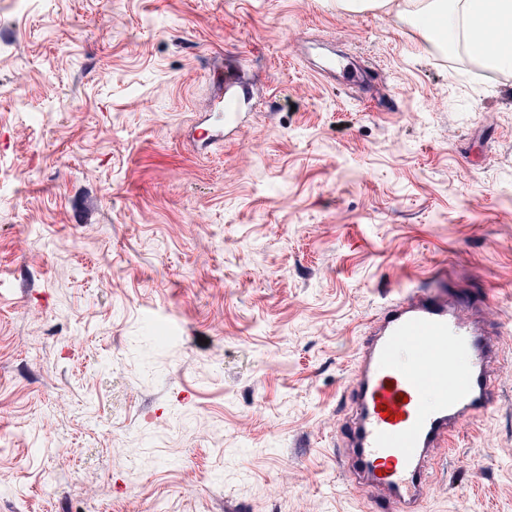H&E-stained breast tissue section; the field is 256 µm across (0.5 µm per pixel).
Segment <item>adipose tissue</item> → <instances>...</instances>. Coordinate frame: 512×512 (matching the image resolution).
<instances>
[{
    "mask_svg": "<svg viewBox=\"0 0 512 512\" xmlns=\"http://www.w3.org/2000/svg\"><path fill=\"white\" fill-rule=\"evenodd\" d=\"M338 11L397 8L422 28L426 40L461 44L466 54L492 70L512 71V54H503L486 41L492 31L499 41L512 43V0H333Z\"/></svg>",
    "mask_w": 512,
    "mask_h": 512,
    "instance_id": "ef3b65f1",
    "label": "adipose tissue"
}]
</instances>
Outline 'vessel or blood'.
<instances>
[{
	"instance_id": "vessel-or-blood-1",
	"label": "vessel or blood",
	"mask_w": 512,
	"mask_h": 512,
	"mask_svg": "<svg viewBox=\"0 0 512 512\" xmlns=\"http://www.w3.org/2000/svg\"><path fill=\"white\" fill-rule=\"evenodd\" d=\"M341 78L367 85L369 71L337 62ZM472 304L447 290L411 293L385 306L361 346L348 429L349 476L394 506L416 512L435 448L493 405L497 357Z\"/></svg>"
}]
</instances>
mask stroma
<instances>
[{"mask_svg": "<svg viewBox=\"0 0 512 512\" xmlns=\"http://www.w3.org/2000/svg\"><path fill=\"white\" fill-rule=\"evenodd\" d=\"M443 285L508 364L419 512H512V71L327 0H0V512H376L366 323ZM329 65L337 69L341 78L349 84L369 85L371 83L370 72L353 61L343 60L336 63V60H332Z\"/></svg>", "mask_w": 512, "mask_h": 512, "instance_id": "35a3bbf8", "label": "stroma"}]
</instances>
